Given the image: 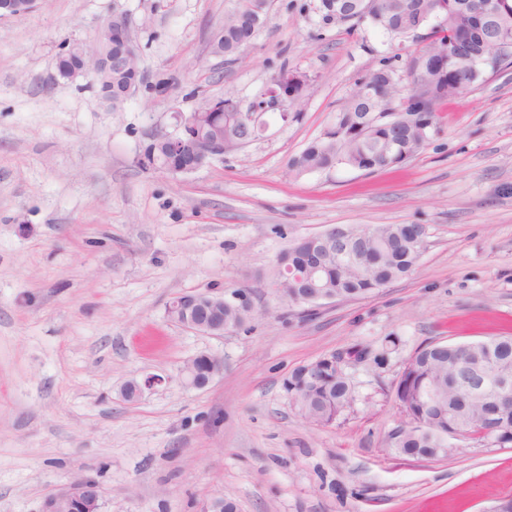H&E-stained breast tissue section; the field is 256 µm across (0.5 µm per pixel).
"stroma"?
Masks as SVG:
<instances>
[{
	"mask_svg": "<svg viewBox=\"0 0 512 512\" xmlns=\"http://www.w3.org/2000/svg\"><path fill=\"white\" fill-rule=\"evenodd\" d=\"M318 4L267 0L232 60L213 49L231 0H37L0 19V512H40L78 476L97 481L102 512H204L222 497L238 512H481L512 496V448L458 439L429 460L383 446L416 349L512 334V66L445 104L441 133L406 162L297 175L290 159L356 82L385 64L406 81L421 45L324 24ZM116 12L143 79L115 109L57 62ZM284 67L308 78L298 118L265 114L257 138L191 174L148 163L173 113L248 104ZM351 224H422L427 249L378 295L310 317L265 288L222 336L168 318L172 298L273 279L292 240ZM390 342L384 368H348L354 401L333 424L291 406L296 367ZM202 353L223 374L183 387ZM146 374L162 384L124 399Z\"/></svg>",
	"mask_w": 512,
	"mask_h": 512,
	"instance_id": "obj_1",
	"label": "stroma"
}]
</instances>
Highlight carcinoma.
I'll return each instance as SVG.
<instances>
[{"mask_svg": "<svg viewBox=\"0 0 512 512\" xmlns=\"http://www.w3.org/2000/svg\"><path fill=\"white\" fill-rule=\"evenodd\" d=\"M234 2L219 33L218 49L226 56L238 54L264 24V0ZM360 2L359 14L343 18L336 16L335 0H320L322 18L343 25L368 20L393 40L414 35V27L426 15L436 20L408 62L409 93H403L391 66L384 64L369 72L354 93L363 102L349 101L336 113V132L343 137L310 143L291 160L298 174L335 165L368 173L386 168L384 149L390 142L399 144L396 159L414 156L441 132L439 104L483 79L485 43L476 38L458 46L456 41L471 22V12L484 0H469L464 9L456 5L458 0H451L445 9L439 0ZM494 2L496 35L512 44V0ZM99 44L112 55V76L97 82V87L112 103L123 97L132 73L122 69L119 46L112 47L105 39ZM450 71L456 73L452 85L448 84ZM426 239L421 224L341 226L336 241L327 246L320 270L309 275L303 270V257L313 241L297 238L277 257L275 280L269 285L258 281L254 287L270 286L288 307H299L310 315L322 294L338 300L365 298L408 275L420 260ZM252 316L251 308L224 301V327L236 329ZM365 355L367 351L352 347L344 356L357 361ZM344 356H330L336 364L324 370L301 365L288 377L285 389L308 422L327 426L350 408L353 394L341 365ZM504 373L512 381V336L417 349L404 363L396 389L402 420L387 433L384 447L396 455L434 459L435 449L448 447L450 435L460 432L477 445L511 448L512 388L495 400L486 395ZM483 377L485 389L481 390L475 381Z\"/></svg>", "mask_w": 512, "mask_h": 512, "instance_id": "carcinoma-1", "label": "carcinoma"}]
</instances>
